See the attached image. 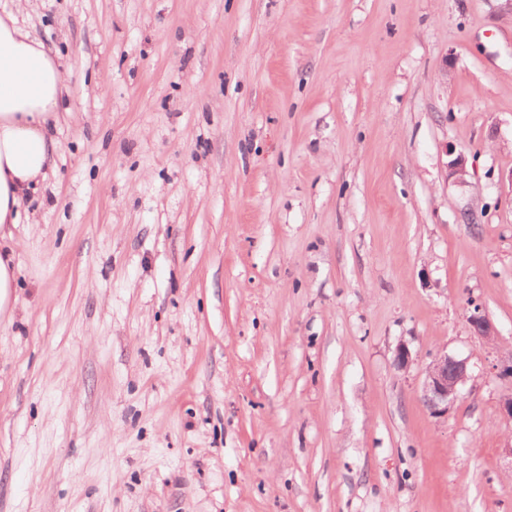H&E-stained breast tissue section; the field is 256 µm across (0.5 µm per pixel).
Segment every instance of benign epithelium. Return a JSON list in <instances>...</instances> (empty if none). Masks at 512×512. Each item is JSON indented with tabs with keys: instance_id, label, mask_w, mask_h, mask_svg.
<instances>
[{
	"instance_id": "7a95c632",
	"label": "benign epithelium",
	"mask_w": 512,
	"mask_h": 512,
	"mask_svg": "<svg viewBox=\"0 0 512 512\" xmlns=\"http://www.w3.org/2000/svg\"><path fill=\"white\" fill-rule=\"evenodd\" d=\"M466 160L458 154L448 162V179L464 182ZM472 335L490 341L496 336L495 327L478 305L473 306L467 317ZM468 379V360L448 353L435 357L427 368L422 384V397L431 412L437 415L448 413V408L458 399L461 386Z\"/></svg>"
}]
</instances>
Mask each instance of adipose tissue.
<instances>
[{
    "mask_svg": "<svg viewBox=\"0 0 512 512\" xmlns=\"http://www.w3.org/2000/svg\"><path fill=\"white\" fill-rule=\"evenodd\" d=\"M67 91L57 55L13 13L0 14V314L16 286L10 228L26 193L52 167L57 143L50 127Z\"/></svg>",
    "mask_w": 512,
    "mask_h": 512,
    "instance_id": "ef3b65f1",
    "label": "adipose tissue"
}]
</instances>
